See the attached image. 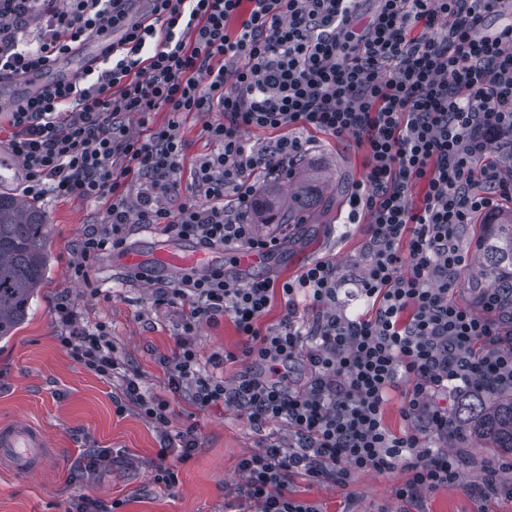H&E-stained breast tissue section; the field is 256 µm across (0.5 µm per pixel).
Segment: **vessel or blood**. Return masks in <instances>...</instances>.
<instances>
[{
  "label": "vessel or blood",
  "instance_id": "b4317fda",
  "mask_svg": "<svg viewBox=\"0 0 512 512\" xmlns=\"http://www.w3.org/2000/svg\"><path fill=\"white\" fill-rule=\"evenodd\" d=\"M73 78L69 70H38L27 74L25 96L35 99L58 83L70 82ZM153 268L179 278L185 274H202L223 267V250H204L187 241L170 243L156 241L152 253ZM0 461L11 465L18 473L47 470L53 467L55 453L48 448L42 430L33 424H8L0 426Z\"/></svg>",
  "mask_w": 512,
  "mask_h": 512
}]
</instances>
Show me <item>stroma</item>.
<instances>
[{"instance_id":"obj_1","label":"stroma","mask_w":512,"mask_h":512,"mask_svg":"<svg viewBox=\"0 0 512 512\" xmlns=\"http://www.w3.org/2000/svg\"><path fill=\"white\" fill-rule=\"evenodd\" d=\"M201 129L198 114L180 115L177 133L185 150L176 192L182 197L191 192L192 168L213 149ZM307 138L305 160L328 166L330 187L315 198L309 223L287 225L282 215L273 214L268 223L256 225V233L262 235L279 230L288 251L272 253L249 275L280 284L310 262L335 260L341 278L339 300L353 314L365 306L358 282L365 264V227L345 223L344 216L354 184L367 171L366 155L351 140L319 132L308 133ZM39 207L46 219L47 272L25 322L0 338V425H39L55 450L56 464L53 470L27 475L0 467V512H66L71 499L82 493L121 501L119 512H232L228 491L242 478L239 461L260 448L265 434L288 438L287 425L270 424L261 430L245 414L225 406L202 413L183 395L172 399L171 422L160 427L124 399L120 379H102L71 357L59 342L66 330L56 319L55 307L62 301L77 307L86 329L106 326L119 363L137 372L150 392L167 396L163 361L179 349L182 308L156 304L150 283L136 279L134 268L125 262L127 252L160 237L157 226L130 225L124 248L102 254L88 281L74 282L68 267L77 259L84 235L99 223L106 202L49 195ZM192 342L202 354L226 355L220 368L225 380L247 366L240 357L244 339L231 320L201 325ZM189 428L198 445L187 461L178 464L175 485L156 483L151 462L157 451L177 445L179 433ZM91 449L103 452L106 462L94 471L79 472L81 457ZM461 452L467 453L470 463L461 468L459 483L427 493L423 512H478L482 507L487 512H512L511 498L502 496L482 506L466 490L481 481L487 466L497 463L496 453L467 439L449 442V455ZM408 477L404 470L389 475L358 472L344 491L297 475L290 490L319 512H404L395 490Z\"/></svg>"}]
</instances>
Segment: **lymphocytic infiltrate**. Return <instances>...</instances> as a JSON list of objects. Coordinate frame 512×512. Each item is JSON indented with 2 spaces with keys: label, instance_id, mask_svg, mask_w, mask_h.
Masks as SVG:
<instances>
[{
  "label": "lymphocytic infiltrate",
  "instance_id": "lymphocytic-infiltrate-1",
  "mask_svg": "<svg viewBox=\"0 0 512 512\" xmlns=\"http://www.w3.org/2000/svg\"><path fill=\"white\" fill-rule=\"evenodd\" d=\"M0 0V80L46 68L89 38L103 41L100 61L72 82L15 104L6 149L22 166L19 193L37 201L103 199L99 228L84 236L68 275L87 280L102 254L122 248L128 224H153L165 235L205 249L236 246L273 252L276 234L249 220L262 179L293 177L307 152L302 132L315 130L364 148L368 171L349 198L347 221L366 224V264L359 276L365 312L339 302L338 266L318 260L282 284L247 283L216 269L155 287L160 303H180L179 350L165 360L169 398L120 371L106 327L79 325L74 305L59 303L62 345L101 378L120 374L125 399L155 424L170 422V399L187 395L202 413L235 407L261 427L287 423L288 441L270 440L243 457L230 491L237 512H318L289 489L294 475L348 488L354 473L409 471L399 500L455 483L459 470L442 442L464 433L439 402L448 389L482 383L512 387V318L498 297L480 308L456 301L453 286L468 265L459 230L501 201L512 202V172L487 164L497 141L512 138V22L488 29L507 0H151L132 20L125 0ZM241 17L236 34L226 23ZM35 25L34 45L19 35ZM124 30L117 44L108 30ZM170 112L166 125L133 133L129 114ZM184 112L204 116L203 134L219 146L194 167L192 196L175 192L185 144L176 133ZM223 113L220 122L210 113ZM254 128L279 136L258 148ZM143 186L129 194L127 182ZM423 184L421 201L412 189ZM234 202L236 214L224 215ZM289 312L309 302L311 320L265 330L275 296ZM232 320L243 355L266 365L232 382L217 375L224 359H202L191 344L200 324ZM305 360L301 390L285 382ZM408 385L402 433L384 420L390 390ZM179 451L159 449L155 479L171 486L175 467L197 446L179 433Z\"/></svg>",
  "mask_w": 512,
  "mask_h": 512
}]
</instances>
